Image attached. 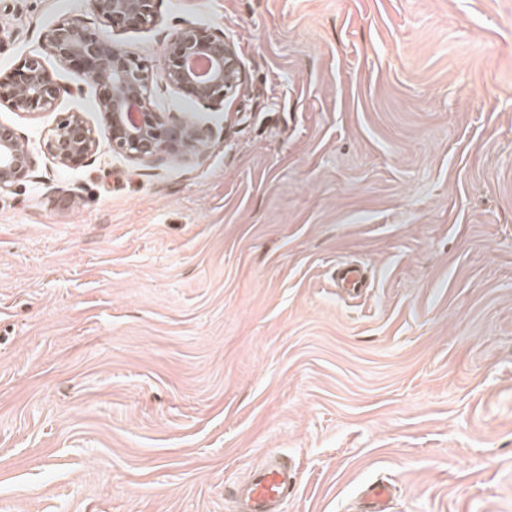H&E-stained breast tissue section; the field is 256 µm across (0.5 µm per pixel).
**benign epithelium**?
<instances>
[{
    "instance_id": "7a95c632",
    "label": "benign epithelium",
    "mask_w": 512,
    "mask_h": 512,
    "mask_svg": "<svg viewBox=\"0 0 512 512\" xmlns=\"http://www.w3.org/2000/svg\"><path fill=\"white\" fill-rule=\"evenodd\" d=\"M90 6L118 31L155 22V0H90ZM43 42V52L28 54L0 72V105L22 114L55 109L62 88L46 67L47 54L66 63L76 78L91 81L96 87L100 128L88 125L80 113L69 112L42 139V151L64 168L84 165L98 150L102 136L114 151L141 162L187 155L208 142L210 129L151 107L150 86L159 78L214 108L244 85L234 44L222 34L194 25L182 27L171 37L158 70L79 18L57 21L46 30ZM200 60L207 64L203 71L196 68ZM31 169L28 144L14 128L0 122V193L27 178Z\"/></svg>"
}]
</instances>
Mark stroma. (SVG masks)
I'll return each instance as SVG.
<instances>
[{
  "mask_svg": "<svg viewBox=\"0 0 512 512\" xmlns=\"http://www.w3.org/2000/svg\"><path fill=\"white\" fill-rule=\"evenodd\" d=\"M113 33L161 67L186 24L233 42L241 92L153 163L108 140L67 169L39 140L98 125L47 58L51 112L0 106L32 171L0 194V512H512V0H156ZM89 0H0V71ZM364 270L345 293L336 267ZM297 483L296 471L285 464L253 469L245 484L237 489L245 506L243 512H280ZM367 501L365 512H385L387 503L392 495L391 488L385 483H375L364 490Z\"/></svg>",
  "mask_w": 512,
  "mask_h": 512,
  "instance_id": "stroma-1",
  "label": "stroma"
}]
</instances>
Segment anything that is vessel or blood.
Instances as JSON below:
<instances>
[{
    "label": "vessel or blood",
    "mask_w": 512,
    "mask_h": 512,
    "mask_svg": "<svg viewBox=\"0 0 512 512\" xmlns=\"http://www.w3.org/2000/svg\"><path fill=\"white\" fill-rule=\"evenodd\" d=\"M297 473L285 464H276L253 469L238 491L244 503L243 512H281L289 494L297 488ZM392 495L385 483H375L364 491L367 501L365 512H385Z\"/></svg>",
    "instance_id": "b4317fda"
}]
</instances>
